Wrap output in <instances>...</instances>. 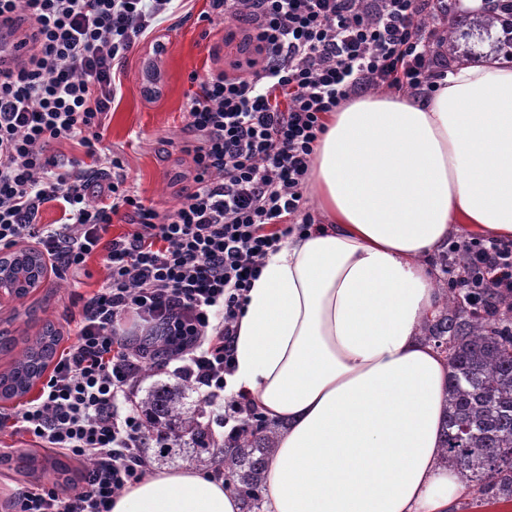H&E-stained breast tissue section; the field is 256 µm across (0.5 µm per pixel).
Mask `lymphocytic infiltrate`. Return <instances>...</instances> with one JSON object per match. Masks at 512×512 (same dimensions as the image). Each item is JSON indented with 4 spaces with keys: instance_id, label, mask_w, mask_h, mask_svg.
I'll return each instance as SVG.
<instances>
[{
    "instance_id": "f902f5d3",
    "label": "lymphocytic infiltrate",
    "mask_w": 512,
    "mask_h": 512,
    "mask_svg": "<svg viewBox=\"0 0 512 512\" xmlns=\"http://www.w3.org/2000/svg\"><path fill=\"white\" fill-rule=\"evenodd\" d=\"M185 0H0V249L34 242L54 271L79 272L99 256L108 275L83 301L76 338L40 395L0 425L82 463L80 488L18 495L15 512H111L146 472L144 421L118 395L144 365L198 392L231 438L253 422L245 398L226 397L247 292L265 258L315 222L306 207L324 119L375 88L432 91L448 71L434 48L430 0H209L204 21L233 16L258 59L200 78L188 103L193 190L162 213L126 190L103 143L134 46ZM71 143L82 158L61 159ZM99 202H91V194ZM59 224L42 225L44 205ZM131 231L110 236L113 219ZM472 280L454 288L512 295V245L453 241Z\"/></svg>"
}]
</instances>
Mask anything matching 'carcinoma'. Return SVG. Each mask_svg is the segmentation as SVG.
<instances>
[{
  "mask_svg": "<svg viewBox=\"0 0 512 512\" xmlns=\"http://www.w3.org/2000/svg\"><path fill=\"white\" fill-rule=\"evenodd\" d=\"M504 6L484 0L474 22L500 25ZM443 310L427 319L423 336L450 362L442 423L443 459L452 461L477 493L512 498V299L489 298L494 315L476 310V298L443 287ZM59 340L53 332L25 349L11 369L0 374V389L17 396L29 381L33 363ZM187 387L157 383L138 402L145 417V440L159 446L158 456L224 474V486L239 499L241 512H260L263 471L276 450L278 425L256 417L250 431L216 445L199 421L201 410L187 403Z\"/></svg>",
  "mask_w": 512,
  "mask_h": 512,
  "instance_id": "1",
  "label": "carcinoma"
}]
</instances>
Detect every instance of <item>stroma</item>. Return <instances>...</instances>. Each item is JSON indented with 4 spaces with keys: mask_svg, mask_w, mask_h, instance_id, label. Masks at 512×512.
I'll return each mask as SVG.
<instances>
[{
    "mask_svg": "<svg viewBox=\"0 0 512 512\" xmlns=\"http://www.w3.org/2000/svg\"><path fill=\"white\" fill-rule=\"evenodd\" d=\"M207 7L206 0H189L162 22L157 29L162 52H154L148 39L135 46L124 66L122 96L106 121L104 141L122 160L127 186L162 212L175 208L194 186L196 170L191 155L183 150L194 139L185 117L187 103L199 89L191 74L226 71L232 61L255 55L254 50H242L236 19L200 20ZM105 278L101 261L94 259L79 273L50 274L23 300L1 303L0 329L8 332L12 343L0 353V373L10 370L45 324H54L60 346L69 345L75 334L72 317L77 316L83 297ZM26 455L42 458L46 452L28 437L8 428L0 430V512H15L16 494L42 484L69 492L79 486L78 481L68 482L50 472L19 469L18 462Z\"/></svg>",
    "mask_w": 512,
    "mask_h": 512,
    "instance_id": "1",
    "label": "stroma"
}]
</instances>
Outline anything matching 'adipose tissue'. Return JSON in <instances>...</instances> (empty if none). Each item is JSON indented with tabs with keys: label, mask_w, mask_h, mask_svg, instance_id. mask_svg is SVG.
Instances as JSON below:
<instances>
[{
	"label": "adipose tissue",
	"mask_w": 512,
	"mask_h": 512,
	"mask_svg": "<svg viewBox=\"0 0 512 512\" xmlns=\"http://www.w3.org/2000/svg\"><path fill=\"white\" fill-rule=\"evenodd\" d=\"M307 187L317 225L269 254L247 294L229 395L283 423L262 512H456L441 462L448 362L422 335L450 237L512 241V59L452 66L422 96L329 113ZM111 512H240L223 482L153 470Z\"/></svg>",
	"instance_id": "1"
}]
</instances>
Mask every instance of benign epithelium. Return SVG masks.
Segmentation results:
<instances>
[{
  "instance_id": "7a95c632",
  "label": "benign epithelium",
  "mask_w": 512,
  "mask_h": 512,
  "mask_svg": "<svg viewBox=\"0 0 512 512\" xmlns=\"http://www.w3.org/2000/svg\"><path fill=\"white\" fill-rule=\"evenodd\" d=\"M49 273V263L37 249L29 247L24 254L11 250L0 253V301L26 298L41 287Z\"/></svg>"
}]
</instances>
